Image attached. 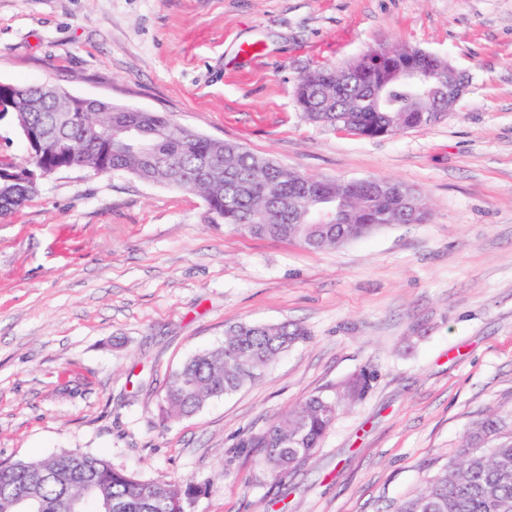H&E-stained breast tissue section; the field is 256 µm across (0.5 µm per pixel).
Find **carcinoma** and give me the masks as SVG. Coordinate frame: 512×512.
<instances>
[{"label":"carcinoma","mask_w":512,"mask_h":512,"mask_svg":"<svg viewBox=\"0 0 512 512\" xmlns=\"http://www.w3.org/2000/svg\"><path fill=\"white\" fill-rule=\"evenodd\" d=\"M383 72H365L359 59L341 69L320 67L303 75L296 99L306 118L359 136L401 130L420 112H446L428 95L430 86L393 84L376 100L369 94ZM6 110L17 126L36 130L40 151L28 152L21 163L0 158V172L42 168L49 173L68 169L78 160L95 174L126 172L160 185H187L206 204L209 224H224L255 237L294 240L313 250L332 248L361 238L380 226L377 210L357 209L350 197L373 187L375 179L340 182L329 193L336 197L340 223H312L305 194H317L321 179L292 171L270 157L240 145L217 141L178 126L157 112L100 102L85 107L69 92L55 86H22ZM131 125L146 135L143 147H115ZM0 182V216L8 217L28 202L39 184ZM306 338L294 323L262 326L240 322L227 326L224 344L188 359L169 380L163 397L166 412L190 416L206 402L230 395L254 380L255 371L275 361ZM374 375L362 371L344 383L343 397L356 400L369 391ZM340 401L310 395L282 413L256 441L261 462L286 474L315 448L335 422ZM77 456L85 476L97 481L93 491L66 487L59 480ZM448 466L427 481L395 512H512V419L490 414L477 421L465 444ZM79 501L80 512H106L120 504L121 512H185L194 493L187 483L141 480L117 470L104 455L77 449L62 450L43 460L0 463V512H15V502L33 497L31 512H59L65 492Z\"/></svg>","instance_id":"carcinoma-1"}]
</instances>
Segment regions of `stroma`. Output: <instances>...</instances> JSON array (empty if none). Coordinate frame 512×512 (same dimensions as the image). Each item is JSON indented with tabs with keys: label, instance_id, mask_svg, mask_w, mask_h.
<instances>
[{
	"label": "stroma",
	"instance_id": "1",
	"mask_svg": "<svg viewBox=\"0 0 512 512\" xmlns=\"http://www.w3.org/2000/svg\"><path fill=\"white\" fill-rule=\"evenodd\" d=\"M430 52L467 90L437 122L364 138L307 120L301 76L372 48ZM166 115L288 169L389 178L429 215L313 251L210 224L197 195L66 170L0 222V463L63 449L192 482L186 512H393L472 424L512 417V0H0V83ZM304 341L189 417L164 388L235 322ZM288 475L247 440L361 370ZM373 379V373L365 370L352 376L344 383L342 397L351 400L362 399L368 393Z\"/></svg>",
	"mask_w": 512,
	"mask_h": 512
}]
</instances>
